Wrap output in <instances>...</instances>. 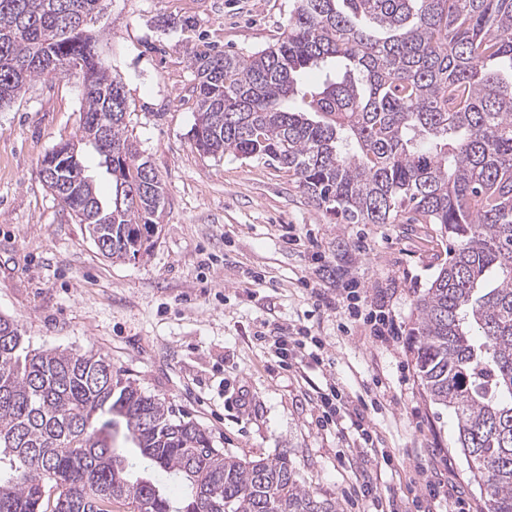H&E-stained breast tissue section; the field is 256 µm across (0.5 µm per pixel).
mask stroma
<instances>
[{
  "mask_svg": "<svg viewBox=\"0 0 512 512\" xmlns=\"http://www.w3.org/2000/svg\"><path fill=\"white\" fill-rule=\"evenodd\" d=\"M294 0H102L89 23L128 101L127 129L165 185L147 255H101L86 225L38 175L43 157L78 135V76H44L0 108V316L33 349L105 356L114 370L198 423L214 447L243 459L289 458L301 482L337 512H424L417 468L441 483L433 512H487L456 446L453 414L418 385L408 340L373 343L347 310L319 306L357 281L409 329L451 239L432 224H339L286 170L196 150L195 56L273 43ZM314 336L328 367L283 369L258 335ZM349 398L374 387L379 448L354 447L350 420L320 421L316 390ZM377 447V448H378ZM371 484L368 497L357 486Z\"/></svg>",
  "mask_w": 512,
  "mask_h": 512,
  "instance_id": "stroma-1",
  "label": "stroma"
}]
</instances>
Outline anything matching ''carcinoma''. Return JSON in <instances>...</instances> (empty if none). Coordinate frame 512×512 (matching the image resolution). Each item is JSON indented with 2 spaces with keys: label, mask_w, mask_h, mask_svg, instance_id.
<instances>
[{
  "label": "carcinoma",
  "mask_w": 512,
  "mask_h": 512,
  "mask_svg": "<svg viewBox=\"0 0 512 512\" xmlns=\"http://www.w3.org/2000/svg\"><path fill=\"white\" fill-rule=\"evenodd\" d=\"M275 43L195 57V148L292 173L342 224H437L454 244L417 297L419 385L457 421L488 512H512V0H295ZM99 0H0V107L76 73L77 142L43 178L107 257L146 254L165 187L127 135L121 81L87 29ZM112 178L104 201L76 145ZM66 167L54 164L63 153ZM129 440L187 484L131 476ZM335 512L284 456L242 459L93 353L29 349L0 316V512Z\"/></svg>",
  "instance_id": "carcinoma-1"
}]
</instances>
